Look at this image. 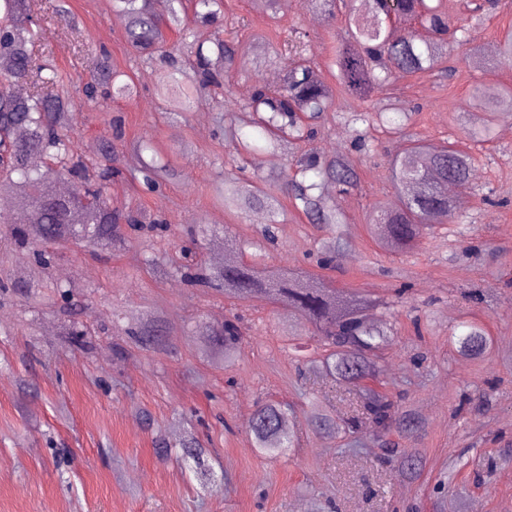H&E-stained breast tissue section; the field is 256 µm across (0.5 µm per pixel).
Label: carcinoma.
Segmentation results:
<instances>
[{
  "label": "carcinoma",
  "instance_id": "carcinoma-1",
  "mask_svg": "<svg viewBox=\"0 0 512 512\" xmlns=\"http://www.w3.org/2000/svg\"><path fill=\"white\" fill-rule=\"evenodd\" d=\"M367 14L349 11L347 36L337 41L328 70L335 82H329L311 58L313 51L305 42L286 45L291 62L279 86L272 88L258 81L239 111L250 114L249 123L235 113L226 115L224 137L240 158L260 149L273 167L287 145L302 142L314 134V126L333 112L336 120L351 133L357 151L369 155L375 151L368 129L389 124L390 133L407 140V148L388 159V170L395 195L377 201L370 212V229L384 250L409 255L421 239L445 224L461 222L448 187L464 185L472 189L475 155L454 145L431 147L407 133L412 113L403 104L376 99V93L392 76L404 77L433 70L448 56L449 44H455L458 60L463 62L477 48L463 50L471 43L469 29L450 32L443 0H400L395 16H390L384 0H367ZM170 0L166 15L156 14L152 0H113L127 24L125 38L139 53L152 57L166 46V33L177 32L193 38L195 66L193 74L183 70L171 73L176 107L187 112L194 102V90L216 81L217 73L230 74L236 64L246 63L242 42L233 37L200 39L196 29L213 24L221 12L222 0ZM65 18L62 9L50 8L45 0H0V224L10 228L15 244L56 243L76 240L93 245L123 248L129 244L128 231L139 229L140 218L132 212L112 209L104 195V182L112 178V168L96 169L86 161L78 145L68 135L80 105L47 91L48 85L64 80L54 67L38 66L33 59L39 19ZM124 74L112 67L109 58L101 59L86 86V102H97V90L106 87L115 96H124L131 85ZM29 80L30 90L19 95L14 85ZM366 105L364 109L339 111L336 91ZM475 98L484 111L482 123L468 131L475 142L493 137L492 124L500 110H512V91L495 86L476 89ZM173 175V169L157 159L139 157L131 171L132 179L147 189ZM68 180L71 191L62 194L56 183ZM359 174L346 159L305 152L284 167L277 181L263 187L241 182L238 176H224L215 187L216 199L224 208L245 214L253 209L266 211L272 220L261 230L267 244L276 242L274 220L287 198L307 223L324 233L319 240L321 265L326 266L351 247L345 231L346 218L340 199L358 189ZM39 214V222L28 221L30 210ZM172 273L190 286L211 288L226 300L247 301L264 297L299 316L312 328L322 350L320 363L310 368L325 372L339 383L352 386L346 399L352 413L338 423L336 417L317 407L312 409L308 427L315 432L342 429L353 433L366 417L377 427L384 461L399 474L412 476L418 464L412 451L398 456L387 440L393 432L413 435L420 422L385 391L379 377L382 356L391 342L393 312L384 303L354 292L306 279L283 266H270L257 255L246 262L229 260L207 264L198 260L184 264L170 260ZM384 309L381 318L372 312ZM166 326L149 319L132 327L128 334L144 351H163ZM213 359L228 365L235 361L244 340L239 318L226 317L221 323L202 322L197 327ZM455 350L463 357L480 358L489 345L488 336L477 323H465L454 335ZM290 409L276 402L257 405L249 422L248 434L253 448L263 456L276 459L297 447L294 429L284 427ZM184 455L194 462L193 473L205 488L212 486L210 469L203 460L202 444L195 435L181 443Z\"/></svg>",
  "mask_w": 512,
  "mask_h": 512
}]
</instances>
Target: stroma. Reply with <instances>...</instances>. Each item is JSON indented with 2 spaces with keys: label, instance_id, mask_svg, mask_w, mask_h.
<instances>
[{
  "label": "stroma",
  "instance_id": "stroma-1",
  "mask_svg": "<svg viewBox=\"0 0 512 512\" xmlns=\"http://www.w3.org/2000/svg\"><path fill=\"white\" fill-rule=\"evenodd\" d=\"M68 8L74 29L57 19L42 23L36 50L65 76L54 93L82 105L72 140L94 157L106 138L118 154L150 144L175 171L154 193L113 177L106 197L114 207L165 218L167 252L187 245L184 228L201 218L217 237L216 245H204L205 259L218 248L239 254L258 227L251 215L213 199L215 174L235 170L223 116L248 98L255 81L281 77L288 66L284 42L295 32L309 33L318 60L326 61L342 18L316 14L306 0H278L272 13L252 0H224L222 23L205 28L204 36L223 35L234 22L240 40L263 37L278 57L259 71L235 68L176 118L162 91L186 49L170 60L140 58L125 41V19L112 0H68ZM510 29L512 0H501L472 32L479 60L449 78L436 70L396 78L380 97L419 106L412 131L427 144L464 140L462 122L474 110L476 87L512 88V65L498 58V42ZM105 53L135 89L119 100L84 104L83 85ZM494 123L493 139L473 148L478 164L473 190L457 208L462 223L424 239L412 255L383 252L367 224L372 204L392 194L387 157L400 145L379 128L371 131L378 151L370 157L357 155L350 133L332 119L311 143L358 164L359 188L346 202L355 246L335 269L316 265V229L292 208L277 216L269 263L319 273L335 287L387 302L407 287L381 379L424 422L416 439L390 436L396 448L421 457L415 481L381 463L371 420H361V441L347 453L342 433L308 429L311 402L341 415L349 406L335 397L325 373L299 379L298 359L317 349L303 326H289L287 310L256 298L228 301L146 268L140 252L151 234L144 231L120 251L54 244L52 266L28 292L0 288V512H295L298 502L309 505L317 496L333 500L336 512H429L438 482L447 479L465 504L477 500L482 512H512V111ZM490 188L497 204L482 201ZM68 284L73 291L65 300L58 288ZM148 311L166 321L164 351H141L123 334ZM231 313L243 315L246 337L227 366L205 352L193 331ZM467 320L488 331L491 347L483 357L463 358L450 342L452 329ZM66 323L88 329V336L70 341L61 334ZM265 399L290 405L299 436L298 448L277 459L260 456L247 433ZM189 432L202 442L220 489L203 491L181 459L179 444ZM159 435L172 445L168 457L156 453Z\"/></svg>",
  "mask_w": 512,
  "mask_h": 512
}]
</instances>
